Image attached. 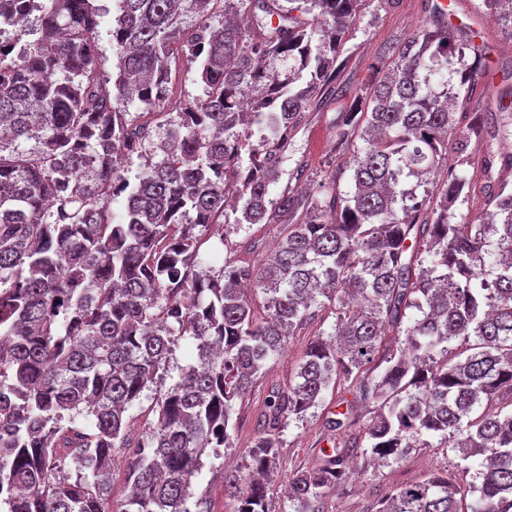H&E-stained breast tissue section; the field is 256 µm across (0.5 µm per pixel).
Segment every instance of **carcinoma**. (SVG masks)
Here are the masks:
<instances>
[{"label":"carcinoma","instance_id":"cac0c4a2","mask_svg":"<svg viewBox=\"0 0 512 512\" xmlns=\"http://www.w3.org/2000/svg\"><path fill=\"white\" fill-rule=\"evenodd\" d=\"M97 2L0 0V26L16 31L0 40V512H110L118 457L120 512H194L203 458L234 444L236 401L323 311L333 338L311 339L289 382L270 386L240 465L224 469L236 512H269L284 428L332 386L352 401L325 419L332 452L289 478L293 512H327L352 459L396 463L434 436L471 481L444 461L362 512H512V184L495 174L512 155L493 148L512 136V87L496 95L498 121L454 112L480 88L472 36L426 27L383 47L388 72L336 123L339 143L364 142L341 164L352 190L271 198L288 130L320 93L344 92L337 60L363 0H113L112 92ZM506 2L483 0L485 14L512 21ZM217 3L224 24L181 27L184 11ZM179 54L203 96L178 104L162 158L132 184L115 159L140 154L151 130L129 104H169ZM473 141L493 206L479 221L459 211L472 178L454 168L437 197L416 194ZM220 224H281L285 238L259 264L199 270L194 229ZM187 336L197 361L168 385ZM153 384L157 421L136 436L128 412Z\"/></svg>","mask_w":512,"mask_h":512}]
</instances>
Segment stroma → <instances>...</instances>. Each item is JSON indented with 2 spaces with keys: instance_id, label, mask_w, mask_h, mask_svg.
I'll return each mask as SVG.
<instances>
[{
  "instance_id": "35a3bbf8",
  "label": "stroma",
  "mask_w": 512,
  "mask_h": 512,
  "mask_svg": "<svg viewBox=\"0 0 512 512\" xmlns=\"http://www.w3.org/2000/svg\"><path fill=\"white\" fill-rule=\"evenodd\" d=\"M431 3L432 0H364L352 35L339 57L338 81L348 87L349 93L338 98H320L305 110L291 135L284 172L272 186L271 196L300 186L316 192L321 185L331 182L336 183L340 191H350V176L339 173L338 167L351 156L353 149L338 144L336 118L348 109L353 93L365 90L379 73L387 71L388 62L380 56L383 46L403 44L419 29L432 25ZM457 3L464 22L481 35L486 62L495 80L512 74V27L485 17L482 0H457ZM298 167L303 173L297 179L293 172ZM195 233L204 240L198 254L201 266L215 270L223 266L225 259L242 254L250 242H258L259 253L264 256L284 236L283 228L278 224H254L241 229L228 226L222 230L199 227ZM307 342V337H293L283 356L266 364L265 375L236 409L235 445L226 449L227 458L240 459L254 438L255 413L262 406L267 388L274 383L283 385L288 382ZM324 397L321 407L310 409L304 420L291 422L285 429L280 463L269 490L273 512H289L285 494L289 472L293 465L313 461L323 446L322 423L327 411L335 409L337 400L332 391L325 392ZM443 460L442 449L422 448L401 462L367 472L352 483L349 492L330 497L329 512H360L371 496L396 485L420 480Z\"/></svg>"
}]
</instances>
